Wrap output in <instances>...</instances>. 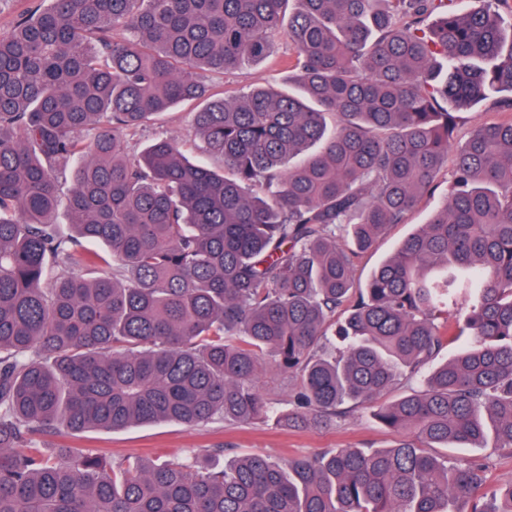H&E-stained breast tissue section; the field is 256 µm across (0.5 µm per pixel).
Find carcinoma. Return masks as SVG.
I'll return each mask as SVG.
<instances>
[{
    "mask_svg": "<svg viewBox=\"0 0 512 512\" xmlns=\"http://www.w3.org/2000/svg\"><path fill=\"white\" fill-rule=\"evenodd\" d=\"M453 4L49 0L0 33V512H512V485L479 497L481 465L429 452L491 439L512 455V120L453 142L488 93L512 111V29ZM281 31L296 92L228 99L204 79L262 61ZM180 104L219 167L176 137L125 154L127 132ZM450 155L445 203L354 287V259ZM460 304L464 347L379 402L436 361ZM339 310L346 346L328 355ZM264 359L298 383L289 420L370 402L410 438L222 465L21 447L57 428L250 424L269 412Z\"/></svg>",
    "mask_w": 512,
    "mask_h": 512,
    "instance_id": "1",
    "label": "carcinoma"
}]
</instances>
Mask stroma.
Listing matches in <instances>:
<instances>
[{"label":"stroma","instance_id":"35a3bbf8","mask_svg":"<svg viewBox=\"0 0 512 512\" xmlns=\"http://www.w3.org/2000/svg\"><path fill=\"white\" fill-rule=\"evenodd\" d=\"M291 53L287 38L275 36L266 59L225 74L222 80L225 97L238 96L256 86L287 87ZM167 136L187 142L193 155L204 157L203 145L192 126L191 108L187 105L169 110L154 124L128 132L125 137L127 150L137 153L153 139ZM452 178L453 166L445 164L430 189L403 222L389 225L375 246L356 258L354 275L357 283H365L406 238L427 222L430 214L444 203ZM398 440L397 432L373 418L372 407L368 404L348 408L344 415L321 427H284L270 417L250 425L210 422L186 426L157 421L119 430H90L76 436L44 432L32 437L33 444L40 448H80L107 456L115 462L131 463L150 459L176 460L190 450L210 453L219 463L228 454L241 456L251 453H261L281 461L333 448H388ZM447 454L453 459L483 464L485 490L512 484V456L501 454L494 446L479 450L451 448Z\"/></svg>","mask_w":512,"mask_h":512}]
</instances>
